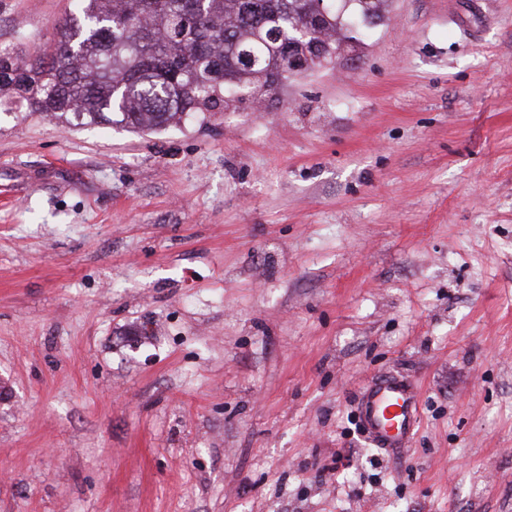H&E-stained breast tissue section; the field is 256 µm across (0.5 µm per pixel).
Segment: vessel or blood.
<instances>
[{"mask_svg": "<svg viewBox=\"0 0 512 512\" xmlns=\"http://www.w3.org/2000/svg\"><path fill=\"white\" fill-rule=\"evenodd\" d=\"M418 416L419 393L407 379L383 374L372 378L359 395V423L374 447H407L416 432Z\"/></svg>", "mask_w": 512, "mask_h": 512, "instance_id": "vessel-or-blood-1", "label": "vessel or blood"}]
</instances>
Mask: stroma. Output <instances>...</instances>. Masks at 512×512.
Segmentation results:
<instances>
[{
  "label": "stroma",
  "instance_id": "stroma-1",
  "mask_svg": "<svg viewBox=\"0 0 512 512\" xmlns=\"http://www.w3.org/2000/svg\"><path fill=\"white\" fill-rule=\"evenodd\" d=\"M73 8L0 0V48ZM363 42L153 133L0 105V512H512V0ZM419 416V393L405 378L382 374L372 378L358 399L361 428L376 448H405L415 435Z\"/></svg>",
  "mask_w": 512,
  "mask_h": 512
}]
</instances>
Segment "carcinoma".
Here are the masks:
<instances>
[{
    "mask_svg": "<svg viewBox=\"0 0 512 512\" xmlns=\"http://www.w3.org/2000/svg\"><path fill=\"white\" fill-rule=\"evenodd\" d=\"M53 43L21 59L0 50V93L19 109L73 125L156 131L188 112H223L246 95L273 99L291 76L336 51L351 23L384 18L385 0H77Z\"/></svg>",
    "mask_w": 512,
    "mask_h": 512,
    "instance_id": "1",
    "label": "carcinoma"
}]
</instances>
